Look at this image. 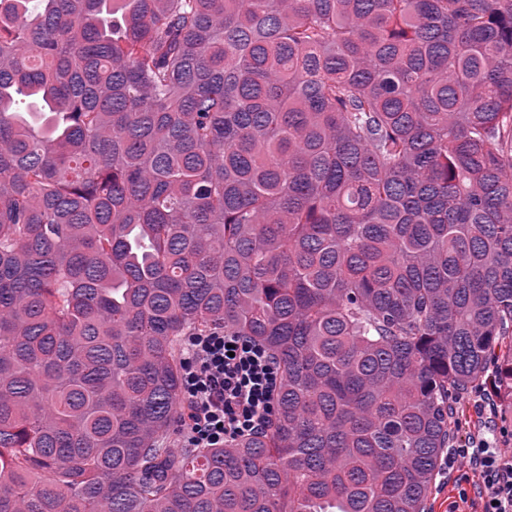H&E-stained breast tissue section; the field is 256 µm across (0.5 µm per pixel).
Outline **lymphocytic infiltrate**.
<instances>
[{
  "instance_id": "obj_1",
  "label": "lymphocytic infiltrate",
  "mask_w": 512,
  "mask_h": 512,
  "mask_svg": "<svg viewBox=\"0 0 512 512\" xmlns=\"http://www.w3.org/2000/svg\"><path fill=\"white\" fill-rule=\"evenodd\" d=\"M282 385L277 360L256 341L229 331L190 336L181 376L189 444L215 448L268 430ZM448 457L478 472L484 512H512V448L458 447Z\"/></svg>"
}]
</instances>
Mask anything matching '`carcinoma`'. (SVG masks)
Listing matches in <instances>:
<instances>
[{"label":"carcinoma","mask_w":512,"mask_h":512,"mask_svg":"<svg viewBox=\"0 0 512 512\" xmlns=\"http://www.w3.org/2000/svg\"><path fill=\"white\" fill-rule=\"evenodd\" d=\"M217 329L277 417L175 451ZM511 335L512 0H0V512H428Z\"/></svg>","instance_id":"obj_1"}]
</instances>
